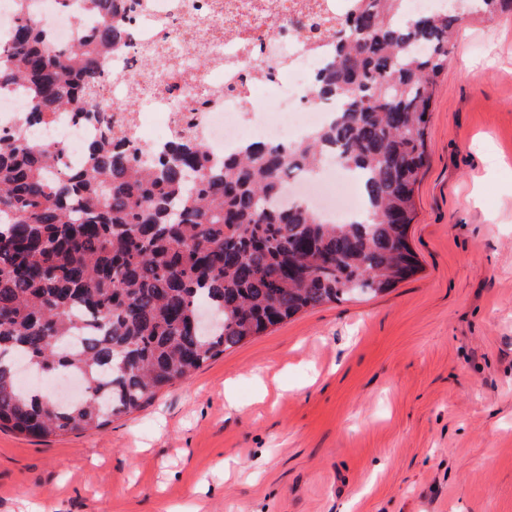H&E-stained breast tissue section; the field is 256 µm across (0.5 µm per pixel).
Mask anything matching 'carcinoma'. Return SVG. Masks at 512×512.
Here are the masks:
<instances>
[{
    "label": "carcinoma",
    "instance_id": "cac0c4a2",
    "mask_svg": "<svg viewBox=\"0 0 512 512\" xmlns=\"http://www.w3.org/2000/svg\"><path fill=\"white\" fill-rule=\"evenodd\" d=\"M19 15L0 88L23 84L29 124L74 112L97 125L83 167L25 126L0 134V428L33 438L103 428L208 361L296 314L376 296L412 278L408 242L426 129L448 45L467 17L512 15V0L414 12L354 0L344 16L305 15L296 34L336 53L311 93L342 101L327 126L282 148L252 142L220 161L185 117L160 152L131 149L130 118L102 104L103 54L125 39L119 0H82L98 25L52 48ZM363 177V219L336 224L279 203L284 174L325 153ZM222 312L208 331L197 305Z\"/></svg>",
    "mask_w": 512,
    "mask_h": 512
}]
</instances>
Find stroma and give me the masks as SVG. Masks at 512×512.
I'll use <instances>...</instances> for the list:
<instances>
[{"label": "stroma", "instance_id": "1", "mask_svg": "<svg viewBox=\"0 0 512 512\" xmlns=\"http://www.w3.org/2000/svg\"><path fill=\"white\" fill-rule=\"evenodd\" d=\"M426 144L414 277L300 313L106 427L1 429L0 512H512V16L462 24Z\"/></svg>", "mask_w": 512, "mask_h": 512}]
</instances>
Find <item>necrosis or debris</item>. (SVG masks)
I'll use <instances>...</instances> for the list:
<instances>
[{
	"label": "necrosis or debris",
	"instance_id": "4bbe7bcc",
	"mask_svg": "<svg viewBox=\"0 0 512 512\" xmlns=\"http://www.w3.org/2000/svg\"><path fill=\"white\" fill-rule=\"evenodd\" d=\"M308 3L343 15L353 0H137L127 23V44L107 54L101 67L114 103L135 102L164 119L162 133L151 142L141 126H134L133 147L162 150L183 114L194 118L219 160L257 139L274 146L294 144L328 123L336 101L311 99L308 88L336 45L330 39L307 45L296 38L291 22ZM31 13L53 45L64 48L74 41L73 10L57 7L54 0H31ZM200 29L208 31L213 48L205 69L195 63L200 48L194 34ZM160 45L171 49L166 75L151 90L136 93L144 75L142 54ZM29 132L36 140L61 143L64 161L73 169L83 166L85 145L97 135L93 124L71 112L55 113ZM334 163L326 156L315 173L284 177L283 187L286 197L343 223L360 214L364 200L335 204L336 183L346 175Z\"/></svg>",
	"mask_w": 512,
	"mask_h": 512
}]
</instances>
